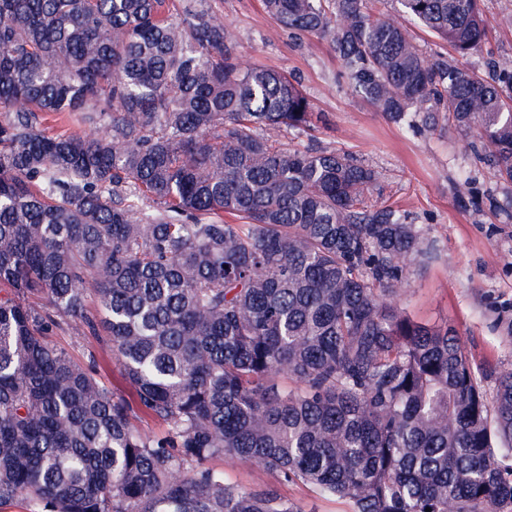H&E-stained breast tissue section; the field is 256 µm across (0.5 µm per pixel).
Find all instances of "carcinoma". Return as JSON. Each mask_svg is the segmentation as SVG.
<instances>
[{
  "label": "carcinoma",
  "mask_w": 512,
  "mask_h": 512,
  "mask_svg": "<svg viewBox=\"0 0 512 512\" xmlns=\"http://www.w3.org/2000/svg\"><path fill=\"white\" fill-rule=\"evenodd\" d=\"M208 2L0 0V505L301 512L219 457L350 512H512V372L488 397L453 327L388 301L438 240L376 167L282 147L315 141L313 102L243 62ZM264 7L388 120L473 137L512 184V61L463 63L481 0ZM410 24L457 60L428 61ZM58 112L98 132L47 131ZM67 319L129 396L48 340ZM209 466L224 473V479L252 491L276 490L286 496L302 512H348L342 501L320 498L311 488L300 483H281L275 474L260 463L230 464L222 458H215Z\"/></svg>",
  "instance_id": "obj_1"
}]
</instances>
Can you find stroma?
I'll return each instance as SVG.
<instances>
[{"label": "stroma", "mask_w": 512, "mask_h": 512, "mask_svg": "<svg viewBox=\"0 0 512 512\" xmlns=\"http://www.w3.org/2000/svg\"><path fill=\"white\" fill-rule=\"evenodd\" d=\"M236 34L238 51L251 65L287 72L313 101L320 121V146L351 152L383 173V195L431 229L438 259L393 295L422 321L455 327L475 368L493 389L512 370V189L501 185L483 149L455 132H413L376 112L349 87L327 43L313 35L293 36L266 13L262 0H211ZM491 21L488 44L468 60L484 70L488 58L512 60V0H486ZM50 340L81 365L101 361L100 379L126 392L118 367L105 361L99 343L80 321L55 329ZM213 469L226 481L252 491L276 490L300 512H348L341 501L320 498L311 488L281 483L262 464H230L216 458Z\"/></svg>", "instance_id": "obj_1"}]
</instances>
